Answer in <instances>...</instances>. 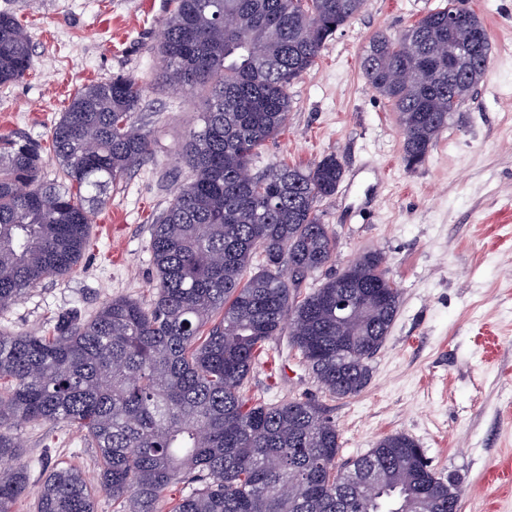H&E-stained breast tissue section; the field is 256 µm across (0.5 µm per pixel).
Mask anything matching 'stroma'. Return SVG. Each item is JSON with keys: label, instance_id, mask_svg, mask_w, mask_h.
Listing matches in <instances>:
<instances>
[{"label": "stroma", "instance_id": "35a3bbf8", "mask_svg": "<svg viewBox=\"0 0 512 512\" xmlns=\"http://www.w3.org/2000/svg\"><path fill=\"white\" fill-rule=\"evenodd\" d=\"M440 0H367L290 88L282 131L252 168L307 166L333 153L345 162L338 191L318 206L336 237L333 270L381 252L400 288L398 314L370 360V381L338 399L317 382L288 336L270 340L245 387L279 403L312 398L339 431L338 464L382 437H413L443 474L459 478L458 512H512V0H468L484 21L492 62L455 112L428 161L407 169L399 115L364 80L370 38L398 36ZM27 26L33 68L0 86V136L48 143L72 97L91 82L133 76L145 89L135 116L151 151L93 216L89 243L61 281L47 280L0 310V333L50 334L58 317L93 316L109 299L150 304L155 218L190 175L180 149L208 95L175 92L157 53L170 0H0ZM30 496L60 465L96 479V450L65 423L18 427Z\"/></svg>", "mask_w": 512, "mask_h": 512}]
</instances>
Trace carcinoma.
Returning <instances> with one entry per match:
<instances>
[{
	"instance_id": "cac0c4a2",
	"label": "carcinoma",
	"mask_w": 512,
	"mask_h": 512,
	"mask_svg": "<svg viewBox=\"0 0 512 512\" xmlns=\"http://www.w3.org/2000/svg\"><path fill=\"white\" fill-rule=\"evenodd\" d=\"M366 0H171L158 45L162 81L209 89L181 157L193 178L153 224L157 293L150 307L118 296L89 318L62 317L49 336L0 333V512L28 495V466L10 432L63 422L97 450L98 482L73 467L52 472L37 512H458L462 487L443 477L405 433L379 439L336 467L339 434L311 399L253 402L243 391L275 336L292 346L336 398L361 393L367 361L400 304L385 257L360 255L320 287L336 240L318 215L345 165L251 173L258 150L285 125L289 88L317 62ZM463 19L448 31V13ZM478 50L448 68V47ZM492 60L489 33L463 0H444L398 37L375 34L360 58L366 83L399 112L403 160L423 166L453 113ZM32 68L28 32L0 12V85ZM144 89L116 77L79 90L49 147L0 137V309L80 260L91 216L150 150L135 125ZM49 150L60 180L41 177ZM260 270L247 274L256 257ZM353 315L336 318V301Z\"/></svg>"
}]
</instances>
